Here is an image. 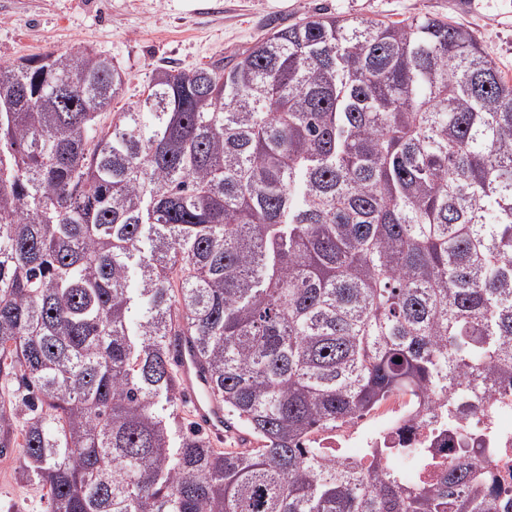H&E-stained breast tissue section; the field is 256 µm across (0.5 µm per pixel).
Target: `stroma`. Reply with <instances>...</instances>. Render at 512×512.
Masks as SVG:
<instances>
[{
  "instance_id": "35a3bbf8",
  "label": "stroma",
  "mask_w": 512,
  "mask_h": 512,
  "mask_svg": "<svg viewBox=\"0 0 512 512\" xmlns=\"http://www.w3.org/2000/svg\"><path fill=\"white\" fill-rule=\"evenodd\" d=\"M312 14L454 22L512 80V0H0V65L53 49L105 53L129 76L120 112L155 66L205 67ZM18 456H0V512H48L45 489L19 479Z\"/></svg>"
}]
</instances>
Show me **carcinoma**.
<instances>
[{
    "instance_id": "1",
    "label": "carcinoma",
    "mask_w": 512,
    "mask_h": 512,
    "mask_svg": "<svg viewBox=\"0 0 512 512\" xmlns=\"http://www.w3.org/2000/svg\"><path fill=\"white\" fill-rule=\"evenodd\" d=\"M128 82L0 66V456L51 512H512L483 439L426 484L407 431L367 465L313 439L512 390V83L472 34L313 14L110 112ZM184 341L257 447L182 416ZM406 399H408V396L403 395V394H397V395L390 397L387 401H385L382 405H380V407H378L376 410H373L370 413L359 418V423L361 424L363 429H366V430L374 429L376 426L379 425L382 418L385 416V414L388 411H390L392 408L398 406L399 404H402Z\"/></svg>"
}]
</instances>
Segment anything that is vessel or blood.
Listing matches in <instances>:
<instances>
[{"label":"vessel or blood","instance_id":"obj_1","mask_svg":"<svg viewBox=\"0 0 512 512\" xmlns=\"http://www.w3.org/2000/svg\"><path fill=\"white\" fill-rule=\"evenodd\" d=\"M179 376L183 392L191 405L193 418L203 423L216 438H224L227 427L224 409L213 397L207 376L190 348H183L178 356Z\"/></svg>","mask_w":512,"mask_h":512}]
</instances>
